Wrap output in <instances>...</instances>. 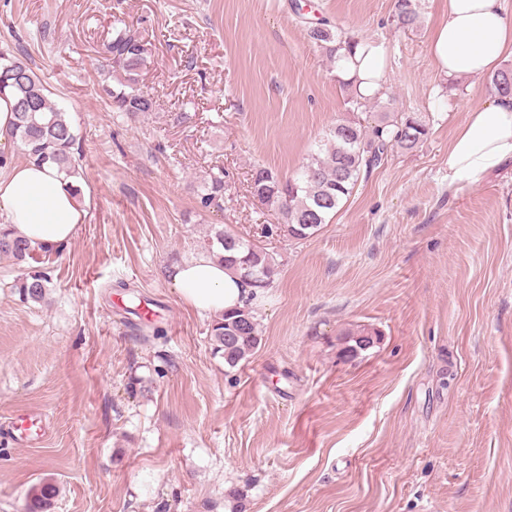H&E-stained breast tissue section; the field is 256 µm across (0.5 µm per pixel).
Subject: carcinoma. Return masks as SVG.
Segmentation results:
<instances>
[{
    "instance_id": "obj_1",
    "label": "carcinoma",
    "mask_w": 512,
    "mask_h": 512,
    "mask_svg": "<svg viewBox=\"0 0 512 512\" xmlns=\"http://www.w3.org/2000/svg\"><path fill=\"white\" fill-rule=\"evenodd\" d=\"M419 18V0H394L392 21L397 27L412 28ZM306 24L310 42L334 61L353 55L359 44V38L345 34L326 17L310 19ZM106 51L107 79L102 90L111 99L112 108L129 118L154 111L156 100L139 83L148 63V42L126 26L115 29ZM490 81L497 95H512L511 67L493 72ZM5 89L15 98L9 136L19 143L28 159L54 166L67 175L78 172L80 137L66 110L51 100L47 83L27 60L0 52V91ZM429 133V123L416 112L367 126L358 119H343L325 131L317 152L296 175L283 178L269 168H257L252 175V193L275 216V223L263 225L261 233L267 237L279 232L295 239L313 236L348 199L360 177L381 164L390 150L413 151ZM223 202L224 171L211 172L201 186L200 205L220 209ZM204 247L253 287L262 290L271 285L276 264L267 248L224 226L208 235ZM38 253L26 239L0 232V254L24 261ZM48 284V276L35 271L21 279L19 288L26 299L39 301ZM210 336L230 368L252 356L262 341L254 310L248 305L219 315ZM377 336L378 332L362 326L349 330L339 338L341 354L354 358L371 347ZM56 493L55 486L41 484L32 491L26 512H48Z\"/></svg>"
}]
</instances>
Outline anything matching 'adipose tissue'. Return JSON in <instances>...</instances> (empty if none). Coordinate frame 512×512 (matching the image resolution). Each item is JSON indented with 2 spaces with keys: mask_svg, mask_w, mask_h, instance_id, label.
Returning <instances> with one entry per match:
<instances>
[{
  "mask_svg": "<svg viewBox=\"0 0 512 512\" xmlns=\"http://www.w3.org/2000/svg\"><path fill=\"white\" fill-rule=\"evenodd\" d=\"M438 71L449 78L481 76L512 56V22L501 0H448V14L430 37ZM385 52L365 40L344 64L358 93L376 95L385 76ZM512 162V97L472 108L448 144V183L478 184L489 172ZM74 178L55 167L31 163L12 165L0 176V209L7 228L32 245L54 248L76 236L86 212L73 191ZM172 280L180 299L202 314H220L244 307L254 290L202 253L174 267Z\"/></svg>",
  "mask_w": 512,
  "mask_h": 512,
  "instance_id": "ef3b65f1",
  "label": "adipose tissue"
}]
</instances>
